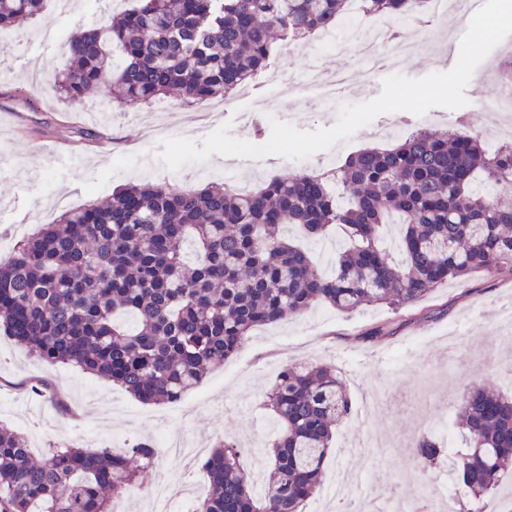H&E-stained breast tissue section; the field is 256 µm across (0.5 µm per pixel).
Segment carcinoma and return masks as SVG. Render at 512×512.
Returning <instances> with one entry per match:
<instances>
[{
    "label": "carcinoma",
    "instance_id": "cac0c4a2",
    "mask_svg": "<svg viewBox=\"0 0 512 512\" xmlns=\"http://www.w3.org/2000/svg\"><path fill=\"white\" fill-rule=\"evenodd\" d=\"M45 2L0 0V31L40 15ZM360 2L363 16L395 22L420 6ZM349 3L135 0L70 38L56 89L72 107L99 89L119 109L172 93L185 105L226 99L264 68L276 35L334 29ZM511 189L512 144L492 151L467 133L425 131L355 151L329 175H278L249 192L132 184L105 204L64 211L0 256V328L42 360L105 377L140 402H176L260 326L317 304L344 314L371 303L406 309L450 280L511 268L512 198L503 197ZM393 215L402 224L399 263L378 247ZM281 224L312 236L344 227L335 272L315 270L306 251L277 236ZM267 406L277 430L263 488L226 439L203 460L209 493L189 512H302L316 494L335 427L352 411L336 369L285 366ZM453 415L466 449L448 457V474L480 504L512 476V397L476 388ZM444 451L441 439L421 437L422 472ZM156 453L145 442L119 454L73 446L35 462L25 437L0 426V512H112Z\"/></svg>",
    "mask_w": 512,
    "mask_h": 512
}]
</instances>
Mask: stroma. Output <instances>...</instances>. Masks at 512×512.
<instances>
[{"label":"stroma","instance_id":"35a3bbf8","mask_svg":"<svg viewBox=\"0 0 512 512\" xmlns=\"http://www.w3.org/2000/svg\"><path fill=\"white\" fill-rule=\"evenodd\" d=\"M125 0L109 5L97 0H72L59 11L47 0L44 13L15 31V47L7 63H0V115L17 114L19 128L0 125V253L54 223L64 210L90 200L108 199L113 190L142 182L167 183L179 188L199 187L207 179H235L256 188L276 175L308 169V161L280 156L262 160L211 155L212 176L190 164L177 172L158 163L159 139L145 134L128 113L117 112L107 94H98L83 107L66 108L55 89L54 76L63 68L69 37L85 28L103 25ZM471 15L462 12L439 28L437 37L422 38L407 30L415 51L397 69L419 78L450 70L458 57L447 47L459 43ZM512 59V41L497 45L476 68L475 81L465 94L468 105L449 110L435 107L418 117L406 111L386 113L351 138L338 142L339 157L377 144L375 129L396 122L403 129L423 128L453 134L466 128L483 143L512 141V125L496 128L491 115L479 111V84L494 86L501 64ZM380 81L359 84L336 102L322 103L290 93L287 84H260L251 97L221 112L211 113L204 129L188 130L186 110L171 101L170 111L159 113L172 136L201 141L206 132L231 122L233 136L254 141L270 136L266 103L277 97L301 130L332 126L340 105L361 103L379 95ZM280 234L301 242L315 267L330 272L336 264L339 232L306 239L293 225ZM512 295V270L483 273L454 280L416 305L397 312L368 305L346 315L325 304L282 323L256 330L241 356L216 367L183 402L147 404L132 398L106 378L77 368L52 365L16 345L0 331V426L22 433L34 459L53 446L85 444L122 452L129 441H153L161 421L176 434L214 445L225 437L239 442L240 462L246 470L267 473L268 444L275 423L264 408L266 394L282 366L327 363L336 367L349 395L354 415L336 428V437L324 465V483L338 473L381 478L383 512L393 504H411L418 490L406 473L416 467L414 446L421 437L418 421L425 414L448 413L451 402L480 381L499 386L503 361L512 360V325L498 314ZM384 327V339L368 342L363 333ZM377 432L381 447L366 448V431ZM373 502L349 495L341 500L324 492L310 499L303 512H372Z\"/></svg>","mask_w":512,"mask_h":512}]
</instances>
